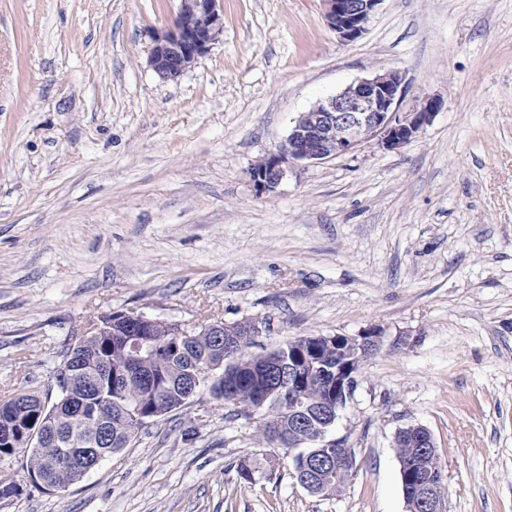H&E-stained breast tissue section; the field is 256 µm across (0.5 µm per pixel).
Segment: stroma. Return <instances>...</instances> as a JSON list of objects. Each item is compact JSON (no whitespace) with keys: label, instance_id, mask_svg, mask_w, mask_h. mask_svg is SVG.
Masks as SVG:
<instances>
[{"label":"stroma","instance_id":"stroma-1","mask_svg":"<svg viewBox=\"0 0 512 512\" xmlns=\"http://www.w3.org/2000/svg\"><path fill=\"white\" fill-rule=\"evenodd\" d=\"M178 9L0 0V393L56 396L62 351L113 311L269 321L256 354L376 329L331 433L356 468L310 494L261 415L205 394L63 491L1 459L20 492L0 512H407L394 438L412 425L445 512H512V0H381L350 42L323 0H223L218 41L165 81L150 52ZM390 68L401 111L443 101L415 139L256 193L249 169L294 118Z\"/></svg>","mask_w":512,"mask_h":512}]
</instances>
